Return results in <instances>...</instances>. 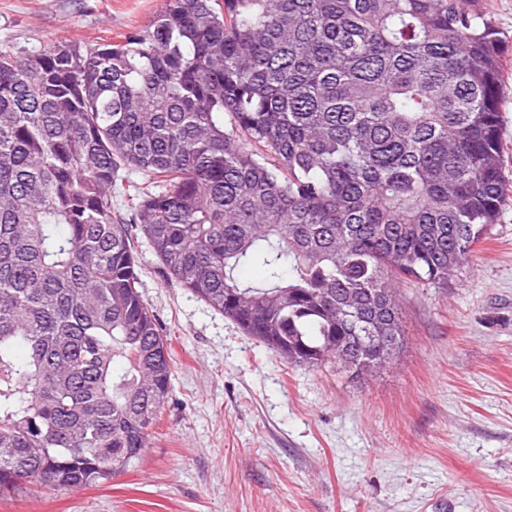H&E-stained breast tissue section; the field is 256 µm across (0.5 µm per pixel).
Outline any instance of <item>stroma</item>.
<instances>
[{
  "instance_id": "obj_1",
  "label": "stroma",
  "mask_w": 512,
  "mask_h": 512,
  "mask_svg": "<svg viewBox=\"0 0 512 512\" xmlns=\"http://www.w3.org/2000/svg\"><path fill=\"white\" fill-rule=\"evenodd\" d=\"M504 42L508 198L448 287L402 284L389 363L294 365L166 277L138 248L173 391L147 448L112 480L28 486L0 512H512V0H461ZM164 0H0V45H96Z\"/></svg>"
}]
</instances>
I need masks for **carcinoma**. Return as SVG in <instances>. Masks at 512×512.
<instances>
[{
  "label": "carcinoma",
  "mask_w": 512,
  "mask_h": 512,
  "mask_svg": "<svg viewBox=\"0 0 512 512\" xmlns=\"http://www.w3.org/2000/svg\"><path fill=\"white\" fill-rule=\"evenodd\" d=\"M501 61L458 0H166L117 43L0 47V499L111 480L170 400L131 224L288 362L387 361L397 286L497 221Z\"/></svg>",
  "instance_id": "cac0c4a2"
}]
</instances>
